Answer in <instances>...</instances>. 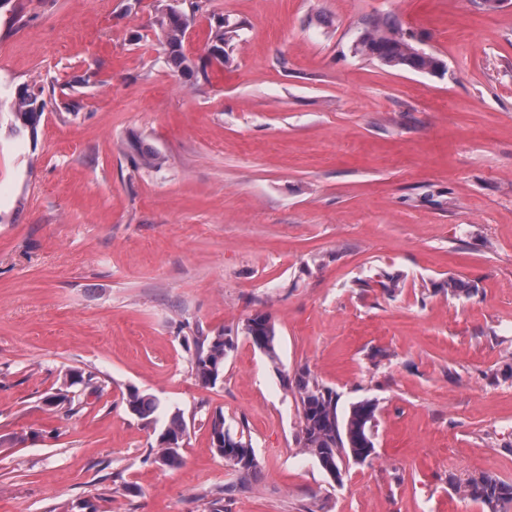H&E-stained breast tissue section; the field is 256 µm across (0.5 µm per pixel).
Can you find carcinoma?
<instances>
[{
    "instance_id": "carcinoma-1",
    "label": "carcinoma",
    "mask_w": 512,
    "mask_h": 512,
    "mask_svg": "<svg viewBox=\"0 0 512 512\" xmlns=\"http://www.w3.org/2000/svg\"><path fill=\"white\" fill-rule=\"evenodd\" d=\"M156 24L167 64L173 71L195 79L206 77L210 61L224 63L226 47L231 45L238 31V26L222 18L217 19L210 27L207 56L196 63L185 52V41L194 24V14L168 5L160 11ZM363 32L366 42L360 51L362 56L379 60L386 67L413 72L430 64V61L418 56L417 47L404 38L398 25L387 17L367 19ZM44 92L45 88L28 84L14 89L5 87V96L11 99L13 116L10 133L15 139H35L46 107ZM245 330L256 348L272 360L277 358L275 327L267 314L256 313L248 318ZM185 341L194 347L192 370L196 379L204 387L215 386L224 378V358L230 341L222 332L187 336ZM92 381L90 374L86 376L82 371L69 370L61 377L59 387L44 397V404L68 416L75 410L74 388H86ZM295 389L301 426L299 443L306 454L317 460L324 472L339 477L344 463L364 462L371 456L374 451L372 428L377 410L374 401L362 400L353 404L348 416L340 421L333 392L320 384L310 372L303 370L298 373ZM126 404L133 414L141 418L151 416L159 406L155 397L142 395L136 390L129 391ZM209 429L212 448L218 455L235 460L234 469L240 481L249 480L259 467L251 440L242 434L237 436L230 433L225 427L224 413L220 410L211 414ZM187 430L183 415L173 413L157 438L155 461L170 468L180 466V449ZM465 493L484 504L489 512H500L502 505L512 502V484L485 473L469 480Z\"/></svg>"
}]
</instances>
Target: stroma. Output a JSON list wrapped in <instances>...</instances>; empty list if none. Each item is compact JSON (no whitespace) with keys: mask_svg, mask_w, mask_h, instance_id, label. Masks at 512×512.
I'll return each mask as SVG.
<instances>
[{"mask_svg":"<svg viewBox=\"0 0 512 512\" xmlns=\"http://www.w3.org/2000/svg\"><path fill=\"white\" fill-rule=\"evenodd\" d=\"M169 2L0 6V83L47 100L18 146L0 112V512H209L218 491L224 512H488L463 486L512 483V0H199L191 59L215 17L242 28L198 81L158 44ZM384 15L445 75L355 54ZM258 312L277 360L245 333ZM199 330L230 342L213 387ZM71 369L96 388L65 417L43 398ZM303 370L339 417L378 405L374 454L337 481L299 444ZM218 409L251 440L246 486ZM177 411L171 469L150 450ZM185 341L189 349L190 343L194 347L192 370L196 379L202 386H215L224 378V358L230 347L224 332L187 336ZM126 404L128 409L140 418H147L158 409V400L151 395H142L137 390H131L127 394ZM209 429L212 448L221 457L227 456L232 458H225V461L230 467L235 462L233 468L238 474L240 481L245 482L249 480L259 467L251 440L245 439L244 434L239 436L231 434L225 427L224 413L221 410H216L211 414Z\"/></svg>","mask_w":512,"mask_h":512,"instance_id":"obj_1","label":"stroma"}]
</instances>
